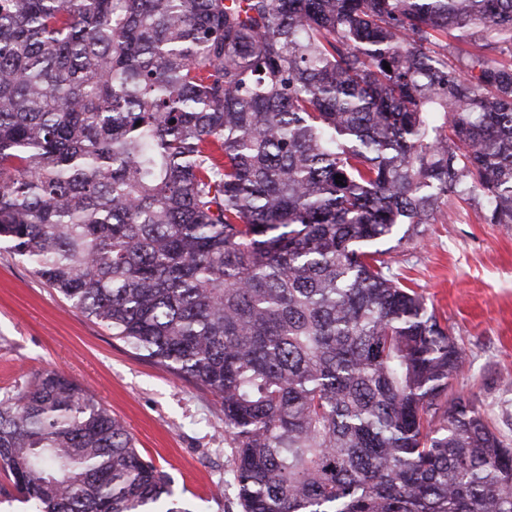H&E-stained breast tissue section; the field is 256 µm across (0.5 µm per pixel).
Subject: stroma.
Wrapping results in <instances>:
<instances>
[{
	"label": "stroma",
	"instance_id": "stroma-1",
	"mask_svg": "<svg viewBox=\"0 0 512 512\" xmlns=\"http://www.w3.org/2000/svg\"><path fill=\"white\" fill-rule=\"evenodd\" d=\"M391 270L422 293L465 352L454 390L512 444V229L449 198L423 236L403 240ZM57 369L121 420L138 453L169 473L181 498L228 512L219 397L143 359L66 305L20 256L0 248V393Z\"/></svg>",
	"mask_w": 512,
	"mask_h": 512
}]
</instances>
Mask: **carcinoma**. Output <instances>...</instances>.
Wrapping results in <instances>:
<instances>
[{"label":"carcinoma","instance_id":"carcinoma-1","mask_svg":"<svg viewBox=\"0 0 512 512\" xmlns=\"http://www.w3.org/2000/svg\"><path fill=\"white\" fill-rule=\"evenodd\" d=\"M450 196L512 227V0H0V244L221 398L238 512H512L378 248ZM0 471L32 512H200L55 370L0 397Z\"/></svg>","mask_w":512,"mask_h":512}]
</instances>
